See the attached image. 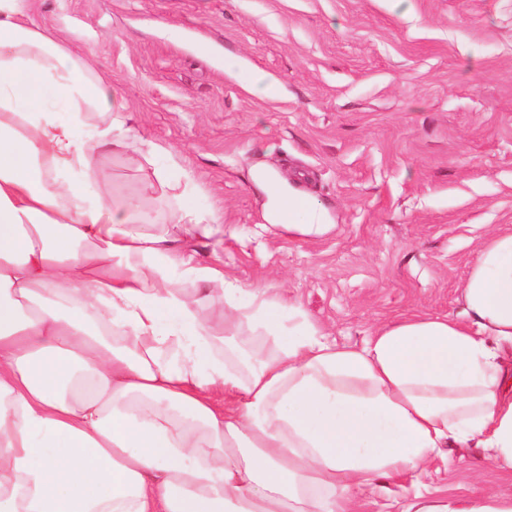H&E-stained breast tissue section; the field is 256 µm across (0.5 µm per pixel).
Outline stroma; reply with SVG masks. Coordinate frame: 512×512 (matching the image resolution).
Returning a JSON list of instances; mask_svg holds the SVG:
<instances>
[{
    "label": "stroma",
    "mask_w": 512,
    "mask_h": 512,
    "mask_svg": "<svg viewBox=\"0 0 512 512\" xmlns=\"http://www.w3.org/2000/svg\"><path fill=\"white\" fill-rule=\"evenodd\" d=\"M32 27L74 40L133 116L98 176L144 193L145 142L191 171L224 236L201 264L283 292L338 342L414 313L454 315L486 238L512 227V0H26ZM274 77L249 92L219 61ZM326 209L302 240L266 229L271 191ZM434 496L492 487L477 448H448Z\"/></svg>",
    "instance_id": "stroma-1"
}]
</instances>
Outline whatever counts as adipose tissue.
<instances>
[{
  "instance_id": "1",
  "label": "adipose tissue",
  "mask_w": 512,
  "mask_h": 512,
  "mask_svg": "<svg viewBox=\"0 0 512 512\" xmlns=\"http://www.w3.org/2000/svg\"><path fill=\"white\" fill-rule=\"evenodd\" d=\"M106 96L0 0V512H355L450 446L483 449L496 489L401 512H512V229L483 242L459 314L340 344L181 244L224 232L187 170H153L162 227L116 201L95 171L128 117L104 119Z\"/></svg>"
}]
</instances>
